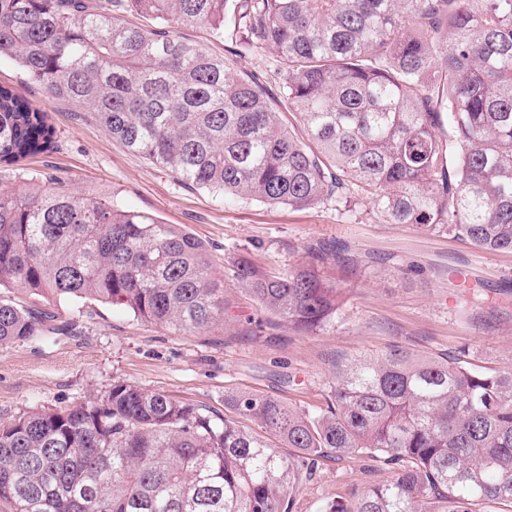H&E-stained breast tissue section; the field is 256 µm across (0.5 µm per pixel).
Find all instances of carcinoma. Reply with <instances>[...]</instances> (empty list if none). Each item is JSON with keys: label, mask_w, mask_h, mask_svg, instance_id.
Wrapping results in <instances>:
<instances>
[{"label": "carcinoma", "mask_w": 512, "mask_h": 512, "mask_svg": "<svg viewBox=\"0 0 512 512\" xmlns=\"http://www.w3.org/2000/svg\"><path fill=\"white\" fill-rule=\"evenodd\" d=\"M147 16L148 29L119 13ZM233 25L225 26L227 14ZM269 49L294 122L267 87L176 33ZM90 108L112 139L225 196L308 208L359 192L388 224L512 251V0H0V58ZM303 125L299 138L294 123ZM47 114L0 86V164L52 150ZM287 271L241 254L234 277L304 335L346 288L319 263ZM118 305L175 333L224 322V285L176 224L57 187L0 188V288ZM55 316L0 297V342L56 334ZM262 433L117 381L100 398L0 429L12 512H291L310 460L367 454L390 480L322 512H512V370L394 349L341 363L326 409L224 397Z\"/></svg>", "instance_id": "1"}]
</instances>
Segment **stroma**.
Wrapping results in <instances>:
<instances>
[{"instance_id": "obj_1", "label": "stroma", "mask_w": 512, "mask_h": 512, "mask_svg": "<svg viewBox=\"0 0 512 512\" xmlns=\"http://www.w3.org/2000/svg\"><path fill=\"white\" fill-rule=\"evenodd\" d=\"M179 33L235 69L262 75L270 94H279L270 51L239 49L205 29ZM1 83L47 112L56 144L21 164L0 165V187L57 182L72 194L181 225L206 246L229 308L218 328L184 334L109 304L12 291L16 302L69 323L70 332L0 343V427L26 412L103 396L116 381L219 415L227 412L225 393L239 391L275 395L317 414L338 363L394 345L427 355L465 348L479 364L512 369V252H482L451 234L385 223L363 198L348 209L228 199L128 151L91 110L49 95L11 59H0ZM319 241L345 244L354 262L324 265L325 275L344 282L345 304L335 324L303 336L254 302L234 278L233 263L247 252L258 266L285 271L306 262L308 246ZM475 295L482 303L472 304ZM390 477L364 455L321 458L301 482L293 512H320L326 500L351 498Z\"/></svg>"}]
</instances>
